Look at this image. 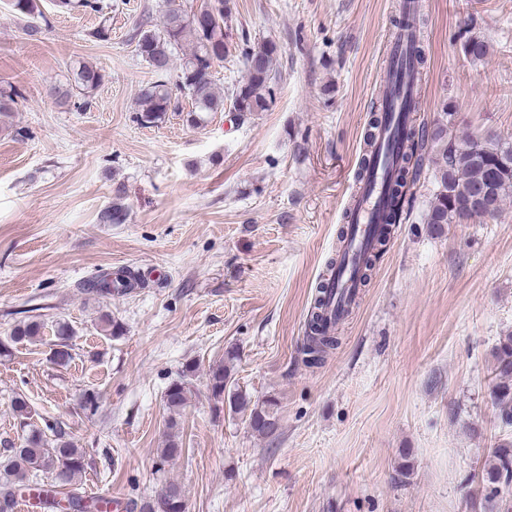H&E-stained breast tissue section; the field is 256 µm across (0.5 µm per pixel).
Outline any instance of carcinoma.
<instances>
[{"instance_id": "obj_1", "label": "carcinoma", "mask_w": 512, "mask_h": 512, "mask_svg": "<svg viewBox=\"0 0 512 512\" xmlns=\"http://www.w3.org/2000/svg\"><path fill=\"white\" fill-rule=\"evenodd\" d=\"M165 10L159 26L154 27L142 20L135 29L134 39L138 55L149 65L154 79L140 90L137 102L136 121L145 126L163 121L169 112L179 111L174 90H179L191 101L187 110V122L200 127L211 112L224 111V99L229 106L244 117L252 112L269 109L275 95V73L273 58L277 46L263 42L256 46L248 44L240 48L247 71V78L235 86L228 96L216 87L211 74L212 64L230 55V46L224 38V9L228 0H214L190 13L179 8L175 0H164ZM61 12L78 8L106 15L109 9L104 0H55ZM11 9L16 18L25 21L23 31L31 38L42 33L36 18L43 16L37 0H11ZM191 48L182 58L176 84H171L170 73L174 67L173 53L183 43ZM465 55L480 60L488 54L487 42L471 35L462 43ZM104 79L102 72L91 66H82L77 71L78 87L84 93L96 89ZM446 120H439L416 134L404 124L394 132V144L398 151L405 152L407 162L431 145L437 148L432 163L439 178L426 216L428 224H460L473 217H496L503 202L512 196V144L500 143L489 137L469 136L459 142L448 138V127L453 124L454 113H444ZM417 174L410 166L403 167L389 192L393 205L387 215V224L398 223L405 202V187L409 174ZM140 285V280L130 272L117 277L102 275L91 283L97 294L110 296L124 294ZM319 285L318 295L311 307L301 351L308 364H321L336 349L338 338L325 314L327 288ZM43 322L32 316L19 322L10 339L14 343H34L41 335ZM67 324H58V344L54 360L66 365L72 359L68 340ZM238 358L236 351L225 352V362L210 368L207 387L211 397L227 401L229 408L249 411V426L253 432L266 438L277 436L279 430L278 401L270 396L264 401L249 406V401L238 390L232 388V364ZM196 367L188 364L178 379L166 388L164 403L167 440L158 449V468L182 456L181 418L189 406L193 394L190 378ZM492 374L494 385L490 397L498 411V420L504 427H512V334L500 339ZM52 437H47L46 431ZM87 466L86 453L66 439V433L58 424L47 425V430H30L18 448L8 449V455L0 460V512H16L24 491L31 490L34 475L42 469L55 471L62 485H70ZM485 512H512V499L503 495L501 488L512 485V443L493 448V463L485 478ZM43 505L59 512H110L112 500H83L70 490L64 499L57 492L43 490ZM132 512H187L185 495L180 484L168 482L155 497L133 500L127 504Z\"/></svg>"}]
</instances>
